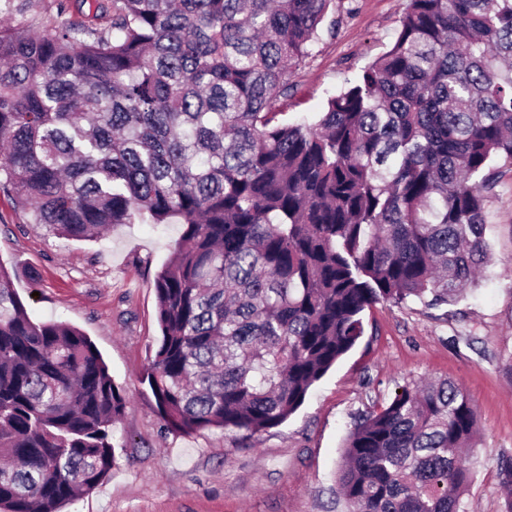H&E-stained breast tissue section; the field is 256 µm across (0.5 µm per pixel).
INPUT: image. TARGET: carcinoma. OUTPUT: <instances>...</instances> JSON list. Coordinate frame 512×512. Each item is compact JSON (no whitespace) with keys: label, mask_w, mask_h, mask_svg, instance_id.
<instances>
[{"label":"carcinoma","mask_w":512,"mask_h":512,"mask_svg":"<svg viewBox=\"0 0 512 512\" xmlns=\"http://www.w3.org/2000/svg\"><path fill=\"white\" fill-rule=\"evenodd\" d=\"M333 0H75L87 20L0 23V191L94 240L183 226L155 280L146 374L166 428L260 434L364 336L437 308L487 256L512 164V0H409L390 49L315 120L272 110ZM0 263V512H60L116 465L126 405L99 350L37 321ZM465 389L406 385L350 433L349 512H466Z\"/></svg>","instance_id":"carcinoma-1"}]
</instances>
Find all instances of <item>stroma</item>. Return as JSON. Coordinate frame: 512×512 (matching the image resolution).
I'll return each instance as SVG.
<instances>
[{"label":"stroma","mask_w":512,"mask_h":512,"mask_svg":"<svg viewBox=\"0 0 512 512\" xmlns=\"http://www.w3.org/2000/svg\"><path fill=\"white\" fill-rule=\"evenodd\" d=\"M0 0V20L40 32L60 0ZM408 0H334L312 54L274 104L282 120L315 117L327 98L383 55ZM182 233L178 224H117L96 241L67 240L27 223L0 194V261L32 316L83 331L124 392L114 427L117 464L66 512H347L335 480L357 421L402 386L448 378L469 394L480 434L467 453L469 512H502L498 468L512 457V172L488 203L491 260L457 302L384 303L364 314L358 344L311 388L283 424L238 430H167L142 376L157 348L155 277Z\"/></svg>","instance_id":"35a3bbf8"}]
</instances>
